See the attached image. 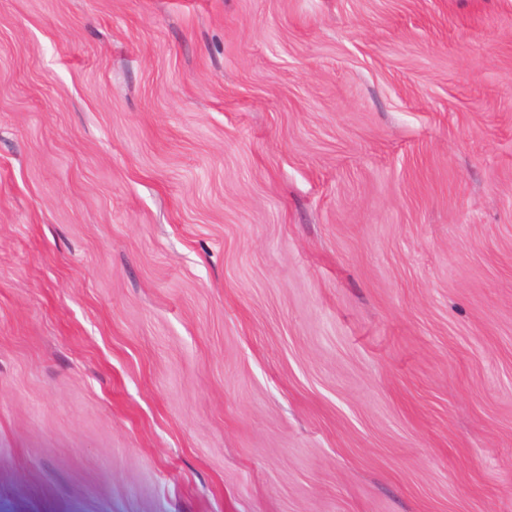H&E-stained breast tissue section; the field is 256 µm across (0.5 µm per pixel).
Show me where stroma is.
<instances>
[{"label": "stroma", "mask_w": 512, "mask_h": 512, "mask_svg": "<svg viewBox=\"0 0 512 512\" xmlns=\"http://www.w3.org/2000/svg\"><path fill=\"white\" fill-rule=\"evenodd\" d=\"M0 512H512V0H0Z\"/></svg>", "instance_id": "1"}]
</instances>
